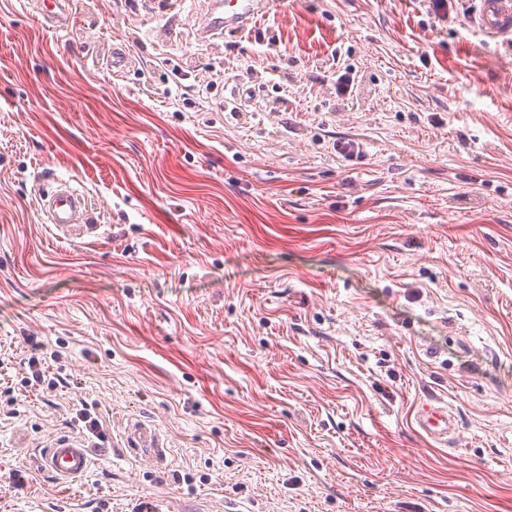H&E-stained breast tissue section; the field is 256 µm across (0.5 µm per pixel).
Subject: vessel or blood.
<instances>
[{"label": "vessel or blood", "instance_id": "1", "mask_svg": "<svg viewBox=\"0 0 512 512\" xmlns=\"http://www.w3.org/2000/svg\"><path fill=\"white\" fill-rule=\"evenodd\" d=\"M474 14L477 26L492 37H512V0H477ZM270 8V0H209L201 31L211 38L239 33ZM45 223L69 238H81L92 228L95 208L91 199L73 188L69 181L58 180L55 190L42 205ZM416 423L426 435L443 440L454 434L455 419L446 407L426 404L419 408ZM126 443L131 451L145 448L161 451L165 443L159 431L142 422H131ZM93 451L79 439L58 438L42 449L40 469L63 484L83 481L93 465Z\"/></svg>", "mask_w": 512, "mask_h": 512}]
</instances>
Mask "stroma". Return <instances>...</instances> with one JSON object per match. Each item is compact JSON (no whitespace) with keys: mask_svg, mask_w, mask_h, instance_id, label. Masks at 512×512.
Wrapping results in <instances>:
<instances>
[{"mask_svg":"<svg viewBox=\"0 0 512 512\" xmlns=\"http://www.w3.org/2000/svg\"><path fill=\"white\" fill-rule=\"evenodd\" d=\"M206 6L0 0V512H512V44L470 0H273L221 40ZM58 177L89 238L43 222ZM85 407L67 489L37 459ZM416 423L426 435L448 440V436L456 430L455 419L447 407L425 404L416 414ZM126 443L127 448L132 452H140L144 448H152L157 454H160L162 448L166 447L160 432L140 421L130 422Z\"/></svg>","mask_w":512,"mask_h":512,"instance_id":"35a3bbf8","label":"stroma"}]
</instances>
